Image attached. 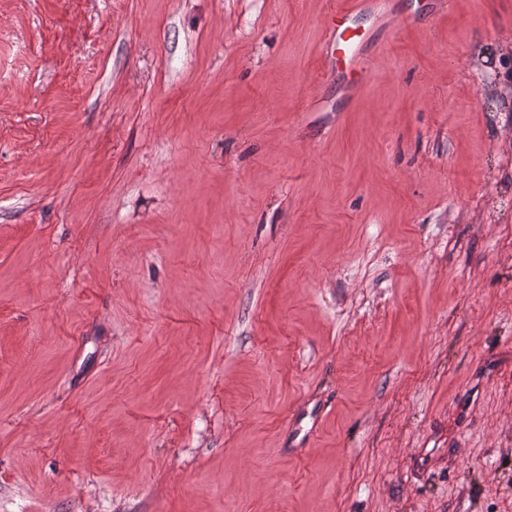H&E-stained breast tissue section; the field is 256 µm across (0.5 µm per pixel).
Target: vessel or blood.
Returning a JSON list of instances; mask_svg holds the SVG:
<instances>
[{"label":"vessel or blood","mask_w":512,"mask_h":512,"mask_svg":"<svg viewBox=\"0 0 512 512\" xmlns=\"http://www.w3.org/2000/svg\"><path fill=\"white\" fill-rule=\"evenodd\" d=\"M358 13L391 21L390 0H350L345 6H330L326 12V74L341 83L352 98L362 94L371 81L365 64L368 39L364 32L351 24L352 16Z\"/></svg>","instance_id":"vessel-or-blood-1"}]
</instances>
